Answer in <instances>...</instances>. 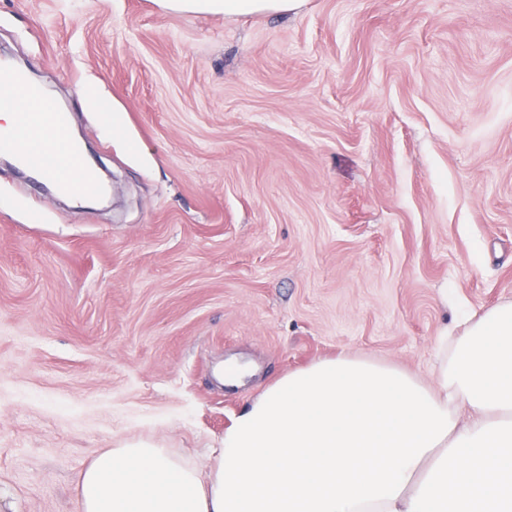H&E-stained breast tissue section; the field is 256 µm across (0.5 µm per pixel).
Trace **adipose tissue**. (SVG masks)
<instances>
[{"instance_id":"1","label":"adipose tissue","mask_w":512,"mask_h":512,"mask_svg":"<svg viewBox=\"0 0 512 512\" xmlns=\"http://www.w3.org/2000/svg\"><path fill=\"white\" fill-rule=\"evenodd\" d=\"M153 2L237 16L306 0ZM444 353L431 387L344 357L288 373L202 469L145 440L101 450L80 479L83 512H512V302L468 318Z\"/></svg>"}]
</instances>
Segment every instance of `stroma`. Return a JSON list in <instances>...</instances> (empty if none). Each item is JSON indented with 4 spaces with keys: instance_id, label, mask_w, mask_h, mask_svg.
Returning a JSON list of instances; mask_svg holds the SVG:
<instances>
[{
    "instance_id": "stroma-1",
    "label": "stroma",
    "mask_w": 512,
    "mask_h": 512,
    "mask_svg": "<svg viewBox=\"0 0 512 512\" xmlns=\"http://www.w3.org/2000/svg\"><path fill=\"white\" fill-rule=\"evenodd\" d=\"M6 56L112 177L90 206L0 166V512H82L125 440L203 463L319 361L432 385L512 302V0H0ZM152 2L162 11L183 15L237 16L297 13L304 7L306 0H152Z\"/></svg>"
}]
</instances>
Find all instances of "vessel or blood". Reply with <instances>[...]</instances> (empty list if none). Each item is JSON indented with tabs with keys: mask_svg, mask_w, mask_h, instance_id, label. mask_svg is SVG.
I'll return each mask as SVG.
<instances>
[{
	"mask_svg": "<svg viewBox=\"0 0 512 512\" xmlns=\"http://www.w3.org/2000/svg\"><path fill=\"white\" fill-rule=\"evenodd\" d=\"M26 103L11 138L0 142V150L11 152L25 166L57 181L68 195L81 197L98 189L94 172L76 146L67 139L65 113L40 99L21 73L0 61V104Z\"/></svg>",
	"mask_w": 512,
	"mask_h": 512,
	"instance_id": "vessel-or-blood-1",
	"label": "vessel or blood"
}]
</instances>
